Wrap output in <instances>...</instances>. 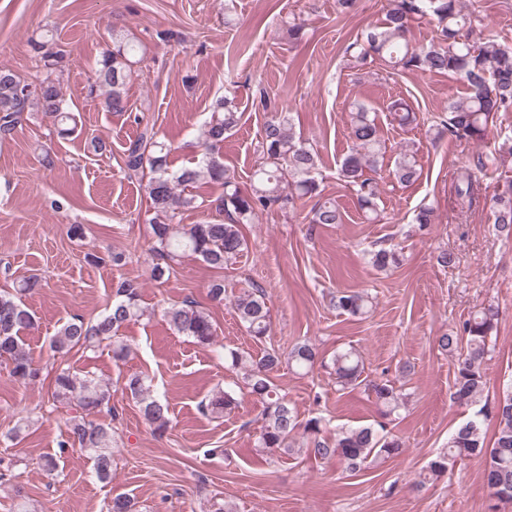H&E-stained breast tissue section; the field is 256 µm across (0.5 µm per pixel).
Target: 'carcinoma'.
<instances>
[{
  "mask_svg": "<svg viewBox=\"0 0 512 512\" xmlns=\"http://www.w3.org/2000/svg\"><path fill=\"white\" fill-rule=\"evenodd\" d=\"M430 15L437 23L435 39L426 47H413L409 33L412 23ZM473 30L472 17L465 13L460 0H388L384 26L369 30L346 47L349 60L358 67L380 62L385 67L404 72L421 70L433 73H453L466 86L465 97L448 102V113L440 119L435 138L448 137L478 143L488 135L489 124L499 112L512 109V50L487 39L475 43L469 40ZM31 48L42 63L45 76L36 84L30 83L10 69L0 68V138L10 135L23 120L24 113L34 110L51 120L57 134L65 137L74 132L69 123L75 122L62 94L60 77L64 72V51L56 47L53 38L44 36L30 41ZM137 45L123 35L112 38V48L103 52L99 61L97 81L89 94L104 90L103 104L109 112L127 111L125 87L136 59ZM393 120L405 126L415 120L406 102L397 98L387 107ZM211 119L204 135V152L194 167H185L176 173L168 171L171 147L157 137L154 127L145 126L136 139L129 141L123 151L124 170L128 177L149 176L148 197L154 212L152 233L155 253L160 263L152 269L154 278H162L171 269V262L184 253L201 258L209 266L222 269L245 249L246 241L240 225L251 224L258 212L277 207L285 210L306 196H317V153L292 132L290 113L281 112L268 121L261 141L262 161L254 169L248 188L239 186L235 173L224 165L220 149L224 135L235 129L242 113L229 96L217 98L212 104ZM351 130L353 147L343 159L339 176L352 188L358 209L369 222L380 218L377 199L379 183L366 175L377 169L382 157L383 143L376 119L360 102L352 105ZM512 159V134L499 135L493 152L478 157L477 165L457 170L454 175L457 196L473 201L477 189L475 172L500 167ZM420 175L414 156L400 153L392 169V177L400 184L418 179ZM216 184L223 193L214 200L215 209L227 215L222 222L183 224L173 227L177 210L195 205L196 198L177 193L178 187H187L199 181ZM497 232L512 237V180L504 191L489 199ZM311 224H340L342 215L336 202L319 199L311 210ZM370 262L379 271L400 263L395 248L379 246L369 251ZM41 287L38 277L23 280L18 294L0 293V361L9 367L15 380L28 384L38 380L40 369L31 361L22 343L20 333L33 324L34 315L24 304L21 295ZM140 288L131 280L120 282L112 295V305L105 313L85 320L71 317L51 337L52 351L60 358L72 350L96 347L107 341L112 344V358L124 360L127 346L119 340V330L127 323L143 316L139 303ZM336 308L353 317H364L372 307L371 297L365 292L338 291L334 297ZM232 307L240 323L250 336L260 341L271 329V310L265 290L254 286L234 296ZM169 326L179 335L187 336L202 346L214 344L216 328L211 317L194 305L172 304L164 310ZM499 310L483 307L465 320L455 335L438 338V347L453 359L451 398L454 403L476 406L474 417L459 426L448 438V450L431 460L426 470L431 477H439L449 467L465 458L476 457L483 464V479L489 500L488 512H497L499 504L512 503V390L494 402L482 401L487 386L484 365L492 353V338L497 330ZM317 351L303 341L288 353V365L302 371L317 362ZM224 358L231 366L243 370V388L262 404L261 432L258 447L271 455L296 454L289 440L302 429L311 437L309 455L316 459H336L349 472L377 460L398 455L404 447L401 437L377 425L343 427L334 442L321 437L322 418L315 416L299 420L297 410L278 394L270 374L282 364L281 355L265 351L253 355L247 351L230 349ZM330 368L338 390L361 384L364 372L360 352L353 348L336 352ZM125 392L138 404L139 410L155 432L168 430V405L152 395L150 386L138 375L124 382ZM365 390L378 406L380 415L388 418L403 404L404 395L390 381L370 380ZM53 405L76 406L80 415L66 423V439L59 441L60 452L66 449L88 450L94 453L97 477H112V425L92 419L102 408L109 406L112 395L88 375L70 367L60 368L51 394ZM238 406L236 393L219 390L201 402V410L222 415ZM495 426L494 440L488 445L483 431L484 422Z\"/></svg>",
  "mask_w": 512,
  "mask_h": 512,
  "instance_id": "obj_1",
  "label": "carcinoma"
}]
</instances>
